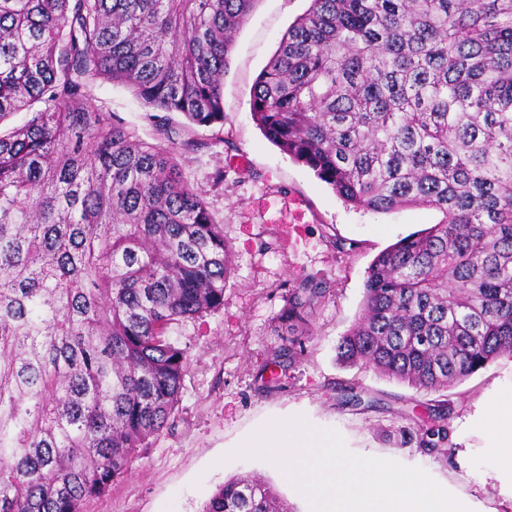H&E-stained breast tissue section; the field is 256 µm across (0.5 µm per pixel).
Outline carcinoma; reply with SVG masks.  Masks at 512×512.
I'll return each mask as SVG.
<instances>
[{"label":"carcinoma","mask_w":512,"mask_h":512,"mask_svg":"<svg viewBox=\"0 0 512 512\" xmlns=\"http://www.w3.org/2000/svg\"><path fill=\"white\" fill-rule=\"evenodd\" d=\"M256 0H0V512H84L179 406L175 322L224 307L232 246L174 146L88 104L108 80L224 126ZM264 136L345 203L444 219L381 252L336 348L439 393L512 355V0H310L253 86ZM331 293L291 285L288 369ZM435 449L447 433L425 429ZM203 512H291L254 475Z\"/></svg>","instance_id":"obj_1"}]
</instances>
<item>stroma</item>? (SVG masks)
Returning <instances> with one entry per match:
<instances>
[{
	"instance_id": "stroma-1",
	"label": "stroma",
	"mask_w": 512,
	"mask_h": 512,
	"mask_svg": "<svg viewBox=\"0 0 512 512\" xmlns=\"http://www.w3.org/2000/svg\"><path fill=\"white\" fill-rule=\"evenodd\" d=\"M309 0H257L237 32L224 75V124L189 125L182 114L153 112L123 86L91 90L92 109L112 113L150 144L181 145L183 173L201 191L233 247L234 275L224 306L202 319L172 324L186 348L188 370L172 426L132 458L124 478L86 512H202L214 489L251 474L306 512L307 503L261 458H231L233 445L266 418L295 412L336 429L359 455L419 467L447 486L469 512H512V479H485L491 464L475 425L492 394L512 392V357L503 355L443 394H423L365 366H345L336 347L355 322L364 281L376 256L408 234L442 221L433 208L376 214L346 205L306 166L270 143L250 111V93L289 25ZM341 248H334V241ZM327 278L333 294L312 317L314 334L295 366L267 364L281 342L274 318L293 281ZM276 382L266 390L264 380ZM358 387L374 407L340 403ZM445 398L450 414L445 449L429 451L422 430Z\"/></svg>"
}]
</instances>
